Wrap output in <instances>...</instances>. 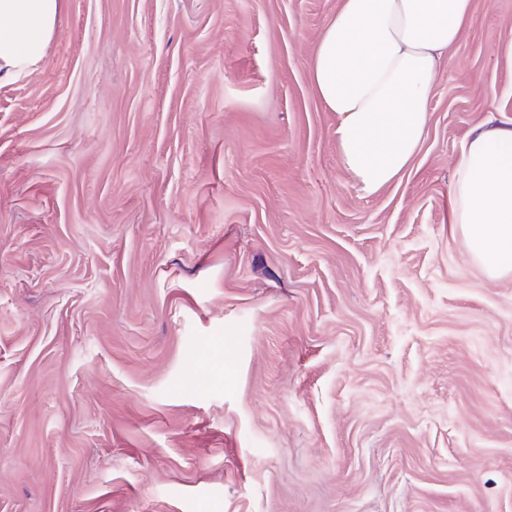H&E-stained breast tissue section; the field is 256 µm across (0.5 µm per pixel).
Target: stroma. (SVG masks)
I'll return each mask as SVG.
<instances>
[{
  "label": "stroma",
  "instance_id": "obj_1",
  "mask_svg": "<svg viewBox=\"0 0 512 512\" xmlns=\"http://www.w3.org/2000/svg\"><path fill=\"white\" fill-rule=\"evenodd\" d=\"M338 4L64 0L0 79V512H512V277L448 223L512 0L372 195L311 83Z\"/></svg>",
  "mask_w": 512,
  "mask_h": 512
}]
</instances>
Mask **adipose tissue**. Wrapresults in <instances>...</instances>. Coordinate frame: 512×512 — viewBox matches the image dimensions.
<instances>
[{
  "label": "adipose tissue",
  "instance_id": "1",
  "mask_svg": "<svg viewBox=\"0 0 512 512\" xmlns=\"http://www.w3.org/2000/svg\"><path fill=\"white\" fill-rule=\"evenodd\" d=\"M61 0H0V74L37 65ZM472 0H340L311 59L312 86L336 115V143L359 190L395 181L422 143L426 104ZM449 222L490 278L512 275V127L478 129L450 187Z\"/></svg>",
  "mask_w": 512,
  "mask_h": 512
}]
</instances>
